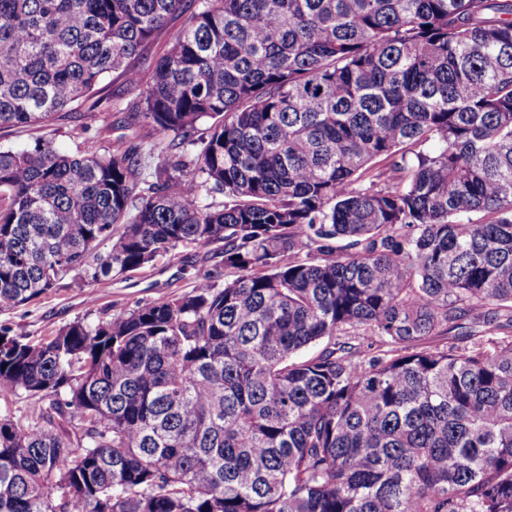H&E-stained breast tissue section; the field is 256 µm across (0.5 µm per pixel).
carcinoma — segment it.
Here are the masks:
<instances>
[{"label": "carcinoma", "mask_w": 512, "mask_h": 512, "mask_svg": "<svg viewBox=\"0 0 512 512\" xmlns=\"http://www.w3.org/2000/svg\"><path fill=\"white\" fill-rule=\"evenodd\" d=\"M110 76L153 140L0 149V314L233 278L0 328V512H512V0H0V129ZM222 258L212 250L182 248L158 257L150 266L119 277H108L90 287L61 285L27 306L0 314V326L31 340L48 336L76 319L94 321L103 310L110 314L134 309L165 294L189 290L204 270L215 268ZM89 291L97 297L87 302ZM33 405L34 400L26 398L25 395H13L4 390L0 391V413L9 412L21 423H24Z\"/></svg>", "instance_id": "carcinoma-1"}]
</instances>
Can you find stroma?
Masks as SVG:
<instances>
[{
	"mask_svg": "<svg viewBox=\"0 0 512 512\" xmlns=\"http://www.w3.org/2000/svg\"><path fill=\"white\" fill-rule=\"evenodd\" d=\"M100 118L84 126L83 105H75L49 126L0 130V149H22L36 138L53 140L65 153L108 151L119 136V127L132 112L135 96L123 93L116 82L107 80L99 94ZM221 258L212 250L187 247L157 258L150 266L119 277H108L92 288L64 285L27 306L0 314V326L13 333L37 340L77 319H98L101 312L116 314L152 302L165 294L189 290L199 273L215 268ZM95 293L96 304H89L88 293Z\"/></svg>",
	"mask_w": 512,
	"mask_h": 512,
	"instance_id": "stroma-1",
	"label": "stroma"
}]
</instances>
